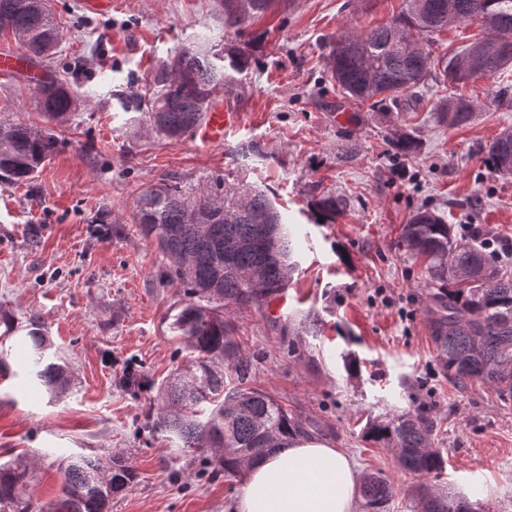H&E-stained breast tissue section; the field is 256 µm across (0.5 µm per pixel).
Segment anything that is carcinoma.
I'll use <instances>...</instances> for the list:
<instances>
[{"label": "carcinoma", "instance_id": "obj_1", "mask_svg": "<svg viewBox=\"0 0 512 512\" xmlns=\"http://www.w3.org/2000/svg\"><path fill=\"white\" fill-rule=\"evenodd\" d=\"M221 0L224 27L241 30L265 15L276 0ZM408 0L406 11L389 24L363 33H347L333 44L327 70L336 86L358 103L372 102L398 111L411 109L409 99L428 81L465 84L491 77L512 65V0H425L421 12ZM459 21L478 20L484 35L453 55L434 53L432 35L448 26V14ZM11 32L26 54L50 59L61 38L58 24L35 0H0V32ZM412 32L423 42L422 51L396 47L397 37ZM259 45L231 41L219 54L208 56L187 47L174 54L153 74L145 96L125 98L126 109L142 112L155 135L178 142L202 121L214 103L218 86H234V75L256 64ZM77 97L67 80L53 78L37 92V107L49 122L59 123L74 110ZM473 115L465 98L448 101L437 113L441 123L458 126ZM388 140L395 156L416 152L415 135L394 130ZM56 140L50 129L0 120V177L13 183L32 179L50 158ZM491 173L512 174V136L500 132L477 148ZM163 190H145L134 215L139 233L155 240L168 261L166 277L186 288L189 303L174 316L172 328L192 349L189 363L155 382L132 372L126 386H158L160 407L148 410L144 427L186 452H200L211 475L235 476L250 463L290 439L309 431L273 396L256 387L255 366L231 340V323L224 310L260 307L288 288L297 271L293 261L295 231L282 218L271 198L247 189L229 210L209 195L190 196L173 181ZM318 211L336 217L343 202L325 192L315 200ZM209 225V235L186 222L187 212ZM176 227L178 231L170 232ZM488 234L478 230L474 240H457L454 228L429 208H420L401 229L406 253L422 261L433 288L431 339L448 375L465 386L476 380L494 385L503 398L512 397V274L493 250ZM34 377L48 386L65 383L64 369L42 365L45 339L32 335ZM432 419L405 413L386 422L368 424L371 440L398 450L402 467L427 476L443 467L440 452L431 446ZM56 507L47 508L27 493L32 480L28 465L13 461L0 465V512H109L112 497L129 488L134 469L110 454L75 455L63 466ZM371 512H383L394 496L385 478L370 474L360 488ZM421 512H477L471 503L421 486Z\"/></svg>", "mask_w": 512, "mask_h": 512}]
</instances>
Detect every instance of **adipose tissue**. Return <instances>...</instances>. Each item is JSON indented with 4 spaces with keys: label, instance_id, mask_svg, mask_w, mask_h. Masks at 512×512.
I'll list each match as a JSON object with an SVG mask.
<instances>
[{
    "label": "adipose tissue",
    "instance_id": "obj_1",
    "mask_svg": "<svg viewBox=\"0 0 512 512\" xmlns=\"http://www.w3.org/2000/svg\"><path fill=\"white\" fill-rule=\"evenodd\" d=\"M358 478L339 449L308 437L249 467L236 512H357Z\"/></svg>",
    "mask_w": 512,
    "mask_h": 512
}]
</instances>
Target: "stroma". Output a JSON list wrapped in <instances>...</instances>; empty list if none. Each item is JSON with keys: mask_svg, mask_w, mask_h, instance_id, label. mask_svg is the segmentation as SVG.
<instances>
[{"mask_svg": "<svg viewBox=\"0 0 512 512\" xmlns=\"http://www.w3.org/2000/svg\"><path fill=\"white\" fill-rule=\"evenodd\" d=\"M47 4L62 39L40 68L52 78L77 71L80 102L51 126L36 84L0 76V119L56 138L30 181L0 179V361L11 370L0 383V464L33 459L32 493L49 502L60 494L63 459L112 452L137 478L110 512H233L244 476L202 475L195 455L150 436L142 424L157 390L122 384L131 368L165 379L189 353L171 327L188 297L164 279L167 259L133 222L141 192L172 179L227 202L247 187L265 191L300 231L284 306L226 312L260 388L315 423L313 438L347 451L359 476L388 479L389 512H417L420 479L364 428L426 407L444 459L428 485L479 512H512V398L482 382L460 388L443 370L426 315L432 290L399 245L402 225L424 206L512 244V175L490 173L476 154L512 128V99L497 95L512 85V66L454 90L428 86L412 110L388 113L344 97L325 58L341 35L386 25L406 0H280L239 33L225 29L219 0H112L101 14L80 0ZM256 36L263 49L230 103L240 122L223 143L168 142L135 127L125 97L146 92L176 51ZM459 96L473 101L472 119L439 123L438 106ZM394 127L420 139L414 155L392 157ZM352 143L356 155L344 158ZM327 191L347 207L322 224L312 200ZM35 328L45 362L67 369L62 392L28 374L24 338Z\"/></svg>", "mask_w": 512, "mask_h": 512, "instance_id": "1", "label": "stroma"}]
</instances>
